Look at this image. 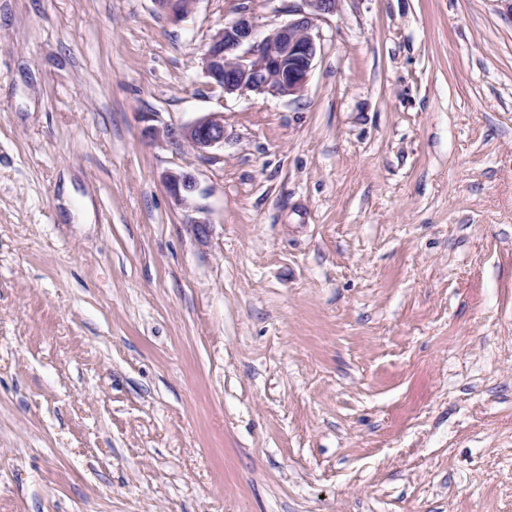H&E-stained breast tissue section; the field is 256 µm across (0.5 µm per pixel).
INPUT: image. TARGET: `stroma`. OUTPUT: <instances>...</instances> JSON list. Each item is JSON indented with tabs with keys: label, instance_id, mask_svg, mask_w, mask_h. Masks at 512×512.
Returning a JSON list of instances; mask_svg holds the SVG:
<instances>
[{
	"label": "stroma",
	"instance_id": "35a3bbf8",
	"mask_svg": "<svg viewBox=\"0 0 512 512\" xmlns=\"http://www.w3.org/2000/svg\"><path fill=\"white\" fill-rule=\"evenodd\" d=\"M244 6L0 0V512H512V0ZM303 1L309 12L263 38L258 37L253 16L241 10L204 51L206 76L228 95L252 91L287 97L302 92L317 52L310 31L316 19L336 12L338 0ZM221 114L211 112L185 125H166L162 129L151 127L148 134L162 138L175 150L189 146L196 151H206L224 143V116ZM166 186L171 195L181 205H191L197 191L195 178L186 172L175 170L165 175Z\"/></svg>",
	"mask_w": 512,
	"mask_h": 512
}]
</instances>
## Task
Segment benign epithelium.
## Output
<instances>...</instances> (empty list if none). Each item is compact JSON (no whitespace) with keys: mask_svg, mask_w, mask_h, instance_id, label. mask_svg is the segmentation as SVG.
I'll use <instances>...</instances> for the list:
<instances>
[{"mask_svg":"<svg viewBox=\"0 0 512 512\" xmlns=\"http://www.w3.org/2000/svg\"><path fill=\"white\" fill-rule=\"evenodd\" d=\"M309 11L288 21L264 37H258L253 16L242 10L209 42L202 65L211 82L228 95L248 91L287 97L302 92L308 81L317 47L310 34L314 21L336 12L338 0H305ZM157 8L176 17L188 14L192 5L181 0H154ZM148 134L163 139L171 148L189 146L205 151L224 143V116L219 112L185 125L151 127ZM171 195L184 206L192 204L197 191L195 178L175 170L165 175Z\"/></svg>","mask_w":512,"mask_h":512,"instance_id":"1","label":"benign epithelium"}]
</instances>
